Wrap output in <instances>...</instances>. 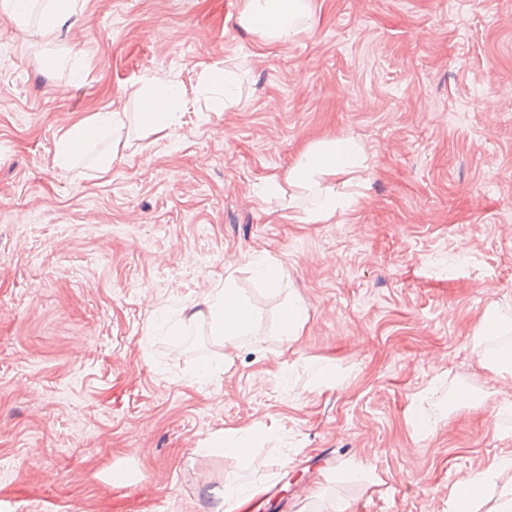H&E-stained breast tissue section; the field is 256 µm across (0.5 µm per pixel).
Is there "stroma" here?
Listing matches in <instances>:
<instances>
[{
    "label": "stroma",
    "instance_id": "35a3bbf8",
    "mask_svg": "<svg viewBox=\"0 0 512 512\" xmlns=\"http://www.w3.org/2000/svg\"><path fill=\"white\" fill-rule=\"evenodd\" d=\"M240 6L77 0L49 39L0 12V512H207L227 479L262 487L254 512H450L512 455V382L474 342L489 309L512 320V0H312L286 43ZM208 66L233 98L187 96L161 141L137 124L147 78ZM105 111L110 173L56 166L60 129ZM329 137L364 146L363 182L325 223L287 219L265 179ZM228 275L238 347L204 320L171 335ZM433 385L471 400L437 409ZM258 425L249 458L210 445ZM288 315L281 317L280 329L282 336L291 340L295 336H300L308 321V313L305 306L297 300H289ZM510 467H512V458L504 457L494 470L474 472L458 482L451 493L454 512H479L485 504L486 493L492 483L494 471Z\"/></svg>",
    "mask_w": 512,
    "mask_h": 512
}]
</instances>
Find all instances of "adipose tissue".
Returning a JSON list of instances; mask_svg holds the SVG:
<instances>
[{
  "label": "adipose tissue",
  "instance_id": "1",
  "mask_svg": "<svg viewBox=\"0 0 512 512\" xmlns=\"http://www.w3.org/2000/svg\"><path fill=\"white\" fill-rule=\"evenodd\" d=\"M0 11L21 26L34 25L46 36L71 27L77 14L75 0H0ZM311 14L310 0H241L240 26L261 38L286 42L299 32ZM186 90L183 85L164 77L147 80L141 92L138 121L159 137H166ZM123 121L117 112H94L62 129L55 142L54 161L71 167L91 159L98 174H107L120 152ZM367 168L364 147L350 138L324 139L309 144L297 163L285 175L270 177L265 186L268 194L283 196L288 188H301L312 201L305 221L318 224L330 220L346 200L327 184L330 176L349 175ZM207 318L212 335L221 337L225 346L237 347L242 336L251 330L247 305L232 285L215 290L201 307L191 309L187 321ZM492 471H479L458 482L451 493L454 512H512V489L501 491L493 506L485 498L492 483Z\"/></svg>",
  "mask_w": 512,
  "mask_h": 512
}]
</instances>
